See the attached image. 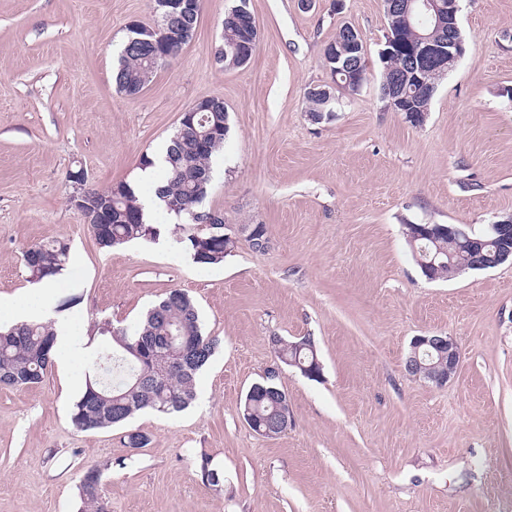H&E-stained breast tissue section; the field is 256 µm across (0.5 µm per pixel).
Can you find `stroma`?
I'll return each instance as SVG.
<instances>
[{"instance_id": "35a3bbf8", "label": "stroma", "mask_w": 512, "mask_h": 512, "mask_svg": "<svg viewBox=\"0 0 512 512\" xmlns=\"http://www.w3.org/2000/svg\"><path fill=\"white\" fill-rule=\"evenodd\" d=\"M232 3L204 0L190 43L128 96L117 54L129 22L153 23V0H0V296L25 299L27 246L68 241L59 298L82 344L38 386L0 387V512H77L89 466L110 512H512V265L431 281L405 234L481 235L512 214V0H460L464 54L420 127L381 97L383 0H248L259 46L227 70L215 51ZM344 24L363 37L366 79L336 89L316 123L304 92L329 82L323 49ZM212 97L230 132L202 206L223 212L232 253L193 263L161 214L158 242L101 248L69 202V172L150 194L142 155ZM247 224L266 226V252L249 248ZM171 289L219 340L196 401L135 415L150 437L136 451L126 428L76 430L94 324L135 332ZM432 334L461 353L441 387L406 369L414 337ZM277 336L309 338L321 376L280 366L292 424L265 438L241 406L277 364ZM205 457L222 488L203 483Z\"/></svg>"}]
</instances>
